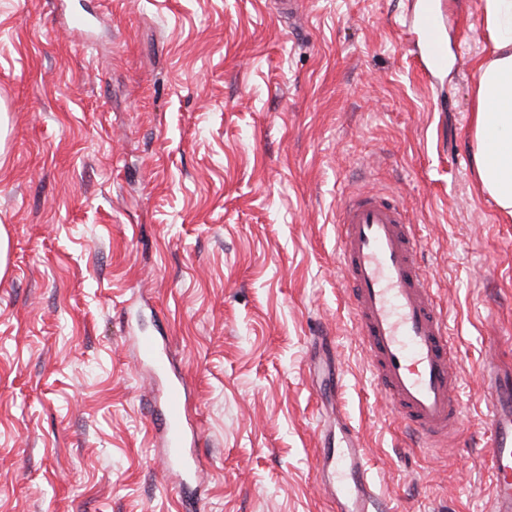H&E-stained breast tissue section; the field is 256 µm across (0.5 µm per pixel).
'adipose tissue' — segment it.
Listing matches in <instances>:
<instances>
[{
	"label": "adipose tissue",
	"mask_w": 512,
	"mask_h": 512,
	"mask_svg": "<svg viewBox=\"0 0 512 512\" xmlns=\"http://www.w3.org/2000/svg\"><path fill=\"white\" fill-rule=\"evenodd\" d=\"M493 50L478 67L471 136L482 189L512 214V0H483Z\"/></svg>",
	"instance_id": "adipose-tissue-1"
}]
</instances>
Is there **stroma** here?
Listing matches in <instances>:
<instances>
[{
	"label": "stroma",
	"instance_id": "1",
	"mask_svg": "<svg viewBox=\"0 0 512 512\" xmlns=\"http://www.w3.org/2000/svg\"><path fill=\"white\" fill-rule=\"evenodd\" d=\"M0 0V512H332L315 450L358 431L378 512H490L485 366L512 363V216L470 128L483 0H435L448 70L402 34L420 0ZM424 236L464 416L428 453L372 384L336 255L352 192ZM152 336L186 386L181 485ZM333 355V384L319 365Z\"/></svg>",
	"mask_w": 512,
	"mask_h": 512
}]
</instances>
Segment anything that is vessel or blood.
I'll use <instances>...</instances> for the list:
<instances>
[{
	"label": "vessel or blood",
	"instance_id": "b4317fda",
	"mask_svg": "<svg viewBox=\"0 0 512 512\" xmlns=\"http://www.w3.org/2000/svg\"><path fill=\"white\" fill-rule=\"evenodd\" d=\"M442 16L422 0L415 29L425 70L448 69ZM339 262L349 306L370 355L374 382L423 445L447 446L460 429L462 402L454 370L456 350L448 319L422 264L419 227L388 194L353 193L336 215ZM488 464L492 512H512V367H494L490 379ZM165 442L181 468L187 444L181 386L171 383L164 402ZM317 479L336 512H374L375 494L361 438L344 415L326 435L315 460Z\"/></svg>",
	"mask_w": 512,
	"mask_h": 512
}]
</instances>
